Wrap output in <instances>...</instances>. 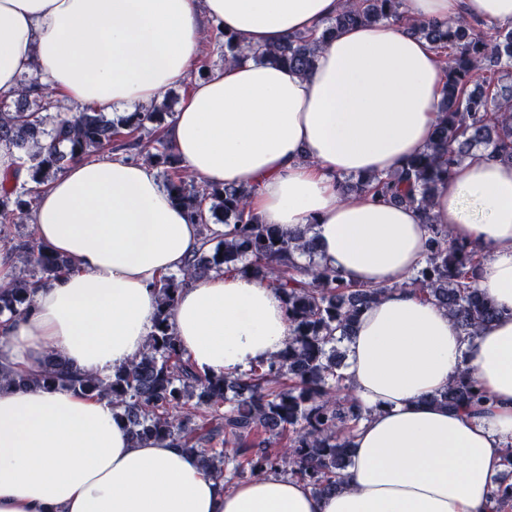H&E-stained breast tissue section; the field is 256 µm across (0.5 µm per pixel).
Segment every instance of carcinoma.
<instances>
[{"label": "carcinoma", "instance_id": "carcinoma-1", "mask_svg": "<svg viewBox=\"0 0 512 512\" xmlns=\"http://www.w3.org/2000/svg\"><path fill=\"white\" fill-rule=\"evenodd\" d=\"M406 0H346L323 31L296 33L273 48L253 50L259 62L308 72L315 66L323 36L359 22L402 21ZM414 35L439 54L446 82L441 119L429 151L394 171L344 180L350 192H367L399 205L427 209L438 183L469 157L474 148L489 149L488 158L512 162V26L483 21L438 25L416 21ZM172 116L168 98L131 115L119 126L105 112L83 106L59 110L48 85L34 76L11 96L0 97V144L14 149L26 179L0 183V241L8 258L24 274L0 284V315L21 314L32 305L38 286L55 279L70 261L48 251L36 238L14 240L7 225L33 210L39 188L62 174L75 159L122 152L143 158L165 177L164 190L190 220L201 225L199 255L157 286L158 307L146 349L106 380L78 375L66 360L50 352L39 373L15 377L0 369V389L30 383L44 389L67 386L105 399L126 421L134 442L169 439L200 455L208 469L226 482L259 474H290L317 493L336 489V478L350 455L347 434L362 413L340 373L339 345L359 314L385 293L383 288L354 286L314 261L301 266L297 252L312 253L308 243L265 224L249 206L253 188L208 185L186 180L185 167L166 135ZM222 224L217 236L210 228ZM425 264L404 284L444 307L460 333L476 335L499 310L477 286L474 252L462 240H448V230L430 225ZM251 272L268 282L285 308L292 341L278 357L237 376L210 377L184 358L171 322L179 292L211 273ZM234 396L227 397V391ZM450 406L475 408L484 401L475 382L461 377L440 394ZM506 469L492 482L500 512H512V450Z\"/></svg>", "mask_w": 512, "mask_h": 512}]
</instances>
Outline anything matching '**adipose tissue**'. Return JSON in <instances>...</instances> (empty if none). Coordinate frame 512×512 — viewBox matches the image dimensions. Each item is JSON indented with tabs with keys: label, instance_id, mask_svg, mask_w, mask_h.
<instances>
[{
	"label": "adipose tissue",
	"instance_id": "adipose-tissue-1",
	"mask_svg": "<svg viewBox=\"0 0 512 512\" xmlns=\"http://www.w3.org/2000/svg\"><path fill=\"white\" fill-rule=\"evenodd\" d=\"M342 0H0V94L23 73L78 105L107 110L190 84L168 132L210 184L255 189L253 212L317 261L384 296L359 316L344 376L363 410L333 492L267 473L226 487L200 456L133 442L103 399L59 386L0 390V512H491L493 476L512 447V164L478 151L440 182L428 212L344 195V177L381 176L422 152L439 120L444 73L407 22L358 24L320 44L313 70L240 59L190 81L198 32L220 26L247 48L309 32ZM410 19L512 23V0H406ZM37 239L72 268L21 315L0 316V367L33 375L49 351L104 379L143 348L156 284L199 252L198 225L154 168L79 160L41 192ZM478 251L477 281L499 308L474 338L408 282L431 224ZM172 323L203 374L237 375L285 350L278 294L242 273L180 292ZM486 395L476 410L440 404L460 371Z\"/></svg>",
	"mask_w": 512,
	"mask_h": 512
}]
</instances>
